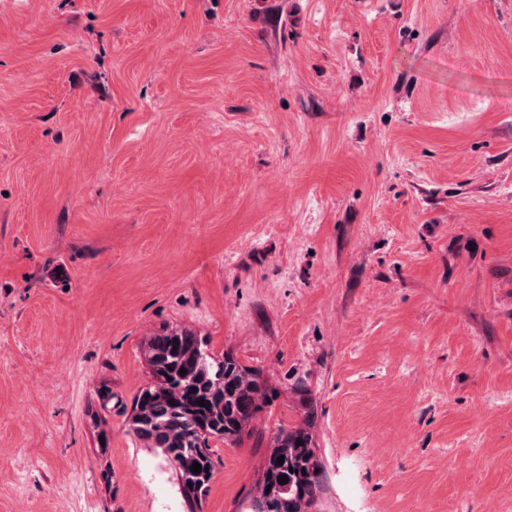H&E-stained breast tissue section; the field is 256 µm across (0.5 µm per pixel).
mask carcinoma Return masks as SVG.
Listing matches in <instances>:
<instances>
[{
  "label": "carcinoma",
  "mask_w": 512,
  "mask_h": 512,
  "mask_svg": "<svg viewBox=\"0 0 512 512\" xmlns=\"http://www.w3.org/2000/svg\"><path fill=\"white\" fill-rule=\"evenodd\" d=\"M152 381L134 398L128 431L149 448H160L174 468L189 512H200L210 489L216 460L210 442L240 443L253 433V420L268 401L251 369L233 356L214 357L206 341L186 327L166 326L145 347ZM187 373L180 374L181 369ZM204 400L205 405L197 404ZM314 417L292 429L282 428L271 447L282 448L284 463L263 462L259 487L276 486L288 498V512H310L321 483V466L310 432ZM202 471H191L193 463ZM288 482H279V476Z\"/></svg>",
  "instance_id": "obj_1"
}]
</instances>
